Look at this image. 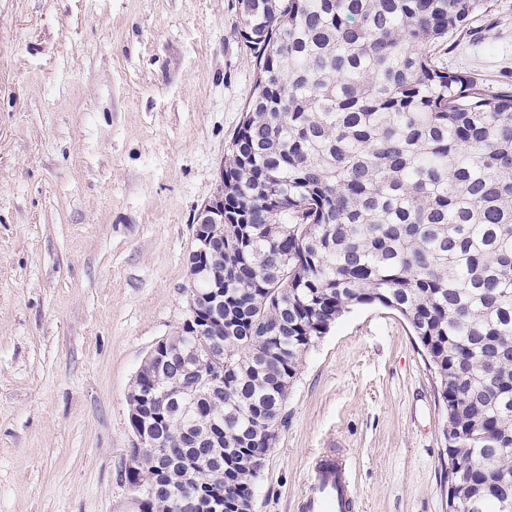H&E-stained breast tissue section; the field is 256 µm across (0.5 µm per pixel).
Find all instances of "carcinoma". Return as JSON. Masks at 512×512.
Segmentation results:
<instances>
[{
    "label": "carcinoma",
    "instance_id": "cac0c4a2",
    "mask_svg": "<svg viewBox=\"0 0 512 512\" xmlns=\"http://www.w3.org/2000/svg\"><path fill=\"white\" fill-rule=\"evenodd\" d=\"M493 0H242L257 65L224 159V236L209 255L222 303L215 382L183 393L196 441L162 425L153 470L183 448L223 455L224 512L254 490L247 467L286 422L304 355L345 312L398 313L446 414L463 512L512 499V88H485L435 51ZM148 391L169 374L145 365ZM502 450L495 467L482 452ZM190 488L149 496L177 512Z\"/></svg>",
    "mask_w": 512,
    "mask_h": 512
}]
</instances>
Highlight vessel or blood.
I'll return each mask as SVG.
<instances>
[{
	"label": "vessel or blood",
	"mask_w": 512,
	"mask_h": 512,
	"mask_svg": "<svg viewBox=\"0 0 512 512\" xmlns=\"http://www.w3.org/2000/svg\"><path fill=\"white\" fill-rule=\"evenodd\" d=\"M355 490L343 455L329 448L318 456L305 483L300 512H354Z\"/></svg>",
	"instance_id": "vessel-or-blood-1"
}]
</instances>
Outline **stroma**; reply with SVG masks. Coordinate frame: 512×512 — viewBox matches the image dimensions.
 <instances>
[{"mask_svg":"<svg viewBox=\"0 0 512 512\" xmlns=\"http://www.w3.org/2000/svg\"><path fill=\"white\" fill-rule=\"evenodd\" d=\"M238 0H0V512H127L128 391L188 316L193 217L253 92ZM441 60L512 84V0ZM255 512L345 455L355 512H448L446 418L399 314L304 356Z\"/></svg>","mask_w":512,"mask_h":512,"instance_id":"1","label":"stroma"}]
</instances>
